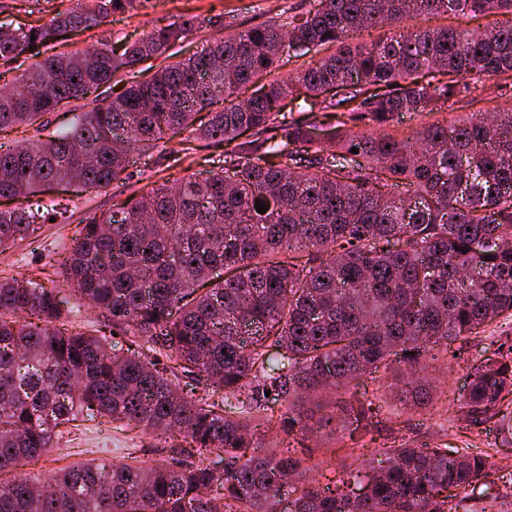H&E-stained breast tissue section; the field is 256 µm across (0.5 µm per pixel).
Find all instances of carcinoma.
<instances>
[{"instance_id":"1","label":"carcinoma","mask_w":512,"mask_h":512,"mask_svg":"<svg viewBox=\"0 0 512 512\" xmlns=\"http://www.w3.org/2000/svg\"><path fill=\"white\" fill-rule=\"evenodd\" d=\"M145 2L77 0L45 24L0 25V60H30L0 93V132H35L0 143V200L27 201L0 210L1 249L41 219L66 220L68 204L45 197L54 186L105 188L130 154L160 159V142L183 132L237 141L205 177L89 213L62 284L0 278V512H282L285 493L287 512H457L488 476L485 452L390 447L358 494L349 486L360 475L322 485L304 450L257 433L278 422L306 433L297 403L334 391L320 437L364 449L379 414L358 391L366 372L400 356L398 400L419 406L414 389L431 398L432 378H419L431 352L459 359L471 337L512 317V110L389 132L396 116L449 110L490 78L512 89V0H312L305 14L220 35L157 70L144 63L183 46L196 22L157 25L119 51L108 39L65 45ZM445 14L510 19L365 43L372 30ZM318 48L327 53L313 64L278 75L283 55ZM290 97L313 118L336 114L331 147L315 123L280 111ZM78 100L91 109L44 134V116ZM356 122L370 130L352 131ZM63 284L124 347L67 327ZM455 417L492 422L512 443V348L476 369ZM97 419L142 427L166 461L149 466L124 448L117 464L16 474L55 450L60 427Z\"/></svg>"}]
</instances>
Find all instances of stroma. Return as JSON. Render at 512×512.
Wrapping results in <instances>:
<instances>
[{
    "label": "stroma",
    "mask_w": 512,
    "mask_h": 512,
    "mask_svg": "<svg viewBox=\"0 0 512 512\" xmlns=\"http://www.w3.org/2000/svg\"><path fill=\"white\" fill-rule=\"evenodd\" d=\"M309 0H148L145 8L122 21L102 25L100 28L77 36L78 46H86L107 37L119 41L126 37L139 38L148 33L158 22H179L188 18L201 20L185 54L197 51L202 43L213 36L204 19L224 13L234 29L242 30L261 23L272 16L290 10L303 12ZM164 158L159 163L148 164L139 156H131L125 180L92 192L74 193L69 208L73 213L70 223H45L39 226L34 239L18 241L0 251V277L18 273H40L54 277L61 253L69 249L76 224L88 213L103 212L121 204L141 185L149 181L162 182L191 174L206 175L219 164L218 151L202 141L187 142L175 137L165 144ZM512 344V322L489 325L482 337L472 340L468 351L458 360H448L438 366L436 386L444 388L447 398L440 408H410L393 398L383 388L404 369L401 362H393L388 372L366 375L363 391L380 407V435L377 447L406 443L424 447L438 443L457 448H480L490 456L492 473L485 484L477 485L467 505L472 512H482L486 504L485 491L498 495L500 502L512 504V445L505 443L491 425L463 426L451 414L454 402L461 398L471 380L474 369L487 357L493 356L501 344ZM137 449L141 459L156 464L161 459L159 443L141 429L114 432L110 423L83 422L79 428L64 433L52 458L39 461L42 472L55 471L57 466L84 463L93 459L115 457L118 449Z\"/></svg>",
    "instance_id": "stroma-1"
}]
</instances>
